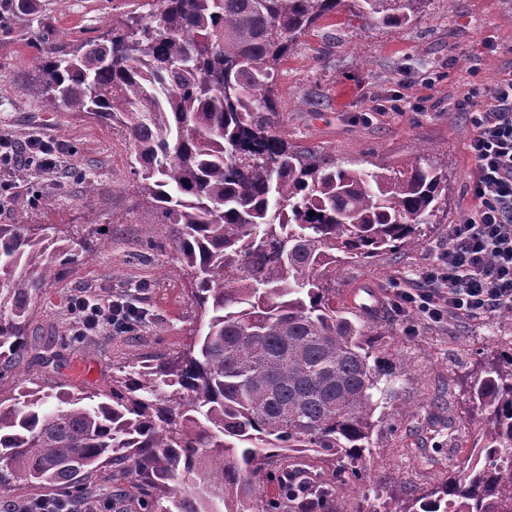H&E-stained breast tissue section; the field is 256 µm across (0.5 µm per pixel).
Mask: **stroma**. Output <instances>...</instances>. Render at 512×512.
<instances>
[{
  "mask_svg": "<svg viewBox=\"0 0 512 512\" xmlns=\"http://www.w3.org/2000/svg\"><path fill=\"white\" fill-rule=\"evenodd\" d=\"M138 0H29L0 29V133L60 141L65 149L52 173L19 168L21 193L0 206V224H39L83 236L98 231L92 260L65 264L39 300L33 344L22 369L62 387L106 390L119 366L182 350L196 309L186 274L169 246L143 243L149 216L137 206L131 145L124 131L89 117L48 110L32 92L39 73L33 42L60 47L106 36L115 15ZM512 71V0H433L424 16L398 27H362L347 14L304 37L280 66L278 109L291 144L329 155L343 166L371 160L391 166L418 146L448 168V212L419 246L385 251L347 265L336 295L357 290L358 302L376 300L375 317L388 334L375 351L404 374L375 412L377 426L353 493L337 498L338 512H402L448 476V446L477 421L471 385L490 364L512 352V321L499 314L426 323L394 306L397 283H417L448 227L469 216L466 195L475 162L466 113H449L448 100L474 83L493 85ZM401 95L404 112H381L382 100ZM107 191L85 198V182ZM55 199L42 207L44 197ZM142 286L140 306L149 327L123 336L70 338L71 295Z\"/></svg>",
  "mask_w": 512,
  "mask_h": 512,
  "instance_id": "stroma-1",
  "label": "stroma"
}]
</instances>
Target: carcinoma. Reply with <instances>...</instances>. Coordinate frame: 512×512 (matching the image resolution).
Wrapping results in <instances>:
<instances>
[{
    "mask_svg": "<svg viewBox=\"0 0 512 512\" xmlns=\"http://www.w3.org/2000/svg\"><path fill=\"white\" fill-rule=\"evenodd\" d=\"M112 17L105 41L31 58L36 96L123 128L139 203L192 275L199 325L171 358L119 367L108 390H46L28 378L0 399V491L103 480L142 488L159 512H336L376 427L383 371L364 310L336 304L347 264L418 245L443 222L448 170L425 160L346 168L279 131L278 74L298 40L346 12L404 25L431 0H153ZM95 239L64 244L87 260ZM61 254V255H63ZM45 227L0 224V378L28 356L34 308L60 273ZM471 395L484 426L473 461L404 509L512 512V353Z\"/></svg>",
    "mask_w": 512,
    "mask_h": 512,
    "instance_id": "cac0c4a2",
    "label": "carcinoma"
}]
</instances>
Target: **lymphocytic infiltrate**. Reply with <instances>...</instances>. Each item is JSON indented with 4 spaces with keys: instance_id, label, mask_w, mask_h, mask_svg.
Segmentation results:
<instances>
[{
    "instance_id": "lymphocytic-infiltrate-1",
    "label": "lymphocytic infiltrate",
    "mask_w": 512,
    "mask_h": 512,
    "mask_svg": "<svg viewBox=\"0 0 512 512\" xmlns=\"http://www.w3.org/2000/svg\"><path fill=\"white\" fill-rule=\"evenodd\" d=\"M453 107L469 113L473 127L469 217L449 225L447 243L421 275L423 289L397 291L400 302L434 322L512 310V71L489 89L467 88ZM61 150L49 139L21 145L0 134V197L13 196L10 175L19 165L52 170ZM70 311L74 335L90 336L104 329L115 335L130 332L138 309L116 294L73 298Z\"/></svg>"
}]
</instances>
